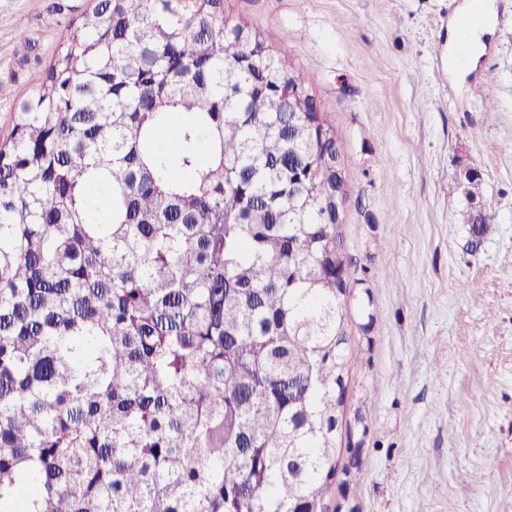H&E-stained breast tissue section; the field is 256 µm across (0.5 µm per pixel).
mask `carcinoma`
Listing matches in <instances>:
<instances>
[{"label":"carcinoma","instance_id":"obj_1","mask_svg":"<svg viewBox=\"0 0 512 512\" xmlns=\"http://www.w3.org/2000/svg\"><path fill=\"white\" fill-rule=\"evenodd\" d=\"M224 0H98L0 141V512H328L342 299L326 117ZM477 238L493 225L471 206Z\"/></svg>","mask_w":512,"mask_h":512}]
</instances>
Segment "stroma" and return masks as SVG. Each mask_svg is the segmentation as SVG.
<instances>
[{
    "label": "stroma",
    "mask_w": 512,
    "mask_h": 512,
    "mask_svg": "<svg viewBox=\"0 0 512 512\" xmlns=\"http://www.w3.org/2000/svg\"><path fill=\"white\" fill-rule=\"evenodd\" d=\"M97 0H0V136ZM467 0H224L288 45L341 135L340 250L360 351L329 512H512V0L476 68L448 74ZM31 51L16 53L20 36ZM482 177L474 243L458 187Z\"/></svg>",
    "instance_id": "obj_1"
}]
</instances>
